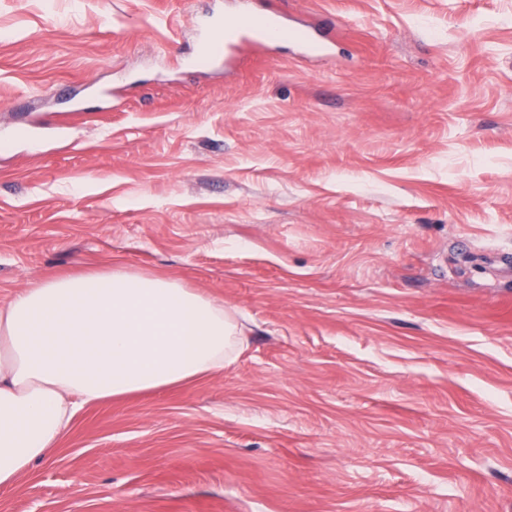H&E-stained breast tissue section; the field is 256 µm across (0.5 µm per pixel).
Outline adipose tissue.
I'll use <instances>...</instances> for the list:
<instances>
[{
  "label": "adipose tissue",
  "instance_id": "ef3b65f1",
  "mask_svg": "<svg viewBox=\"0 0 512 512\" xmlns=\"http://www.w3.org/2000/svg\"><path fill=\"white\" fill-rule=\"evenodd\" d=\"M245 346L223 302L145 272L15 294L0 305V488L51 459L80 408L212 376Z\"/></svg>",
  "mask_w": 512,
  "mask_h": 512
}]
</instances>
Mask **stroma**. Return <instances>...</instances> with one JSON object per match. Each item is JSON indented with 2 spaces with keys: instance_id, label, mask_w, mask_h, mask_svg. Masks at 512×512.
Listing matches in <instances>:
<instances>
[{
  "instance_id": "stroma-1",
  "label": "stroma",
  "mask_w": 512,
  "mask_h": 512,
  "mask_svg": "<svg viewBox=\"0 0 512 512\" xmlns=\"http://www.w3.org/2000/svg\"><path fill=\"white\" fill-rule=\"evenodd\" d=\"M333 56L196 72L229 0H0V304L121 265L236 309L0 512H512V0H254Z\"/></svg>"
}]
</instances>
